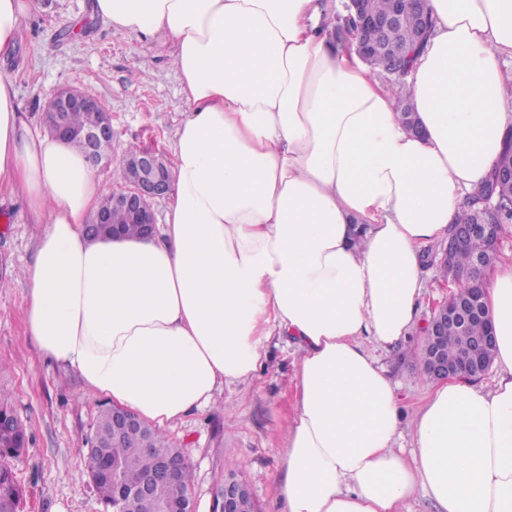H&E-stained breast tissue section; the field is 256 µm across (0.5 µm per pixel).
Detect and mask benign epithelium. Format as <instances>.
<instances>
[{
	"label": "benign epithelium",
	"instance_id": "1",
	"mask_svg": "<svg viewBox=\"0 0 512 512\" xmlns=\"http://www.w3.org/2000/svg\"><path fill=\"white\" fill-rule=\"evenodd\" d=\"M370 0H344V11L352 20L356 31L360 34L357 45L359 57L370 65L376 64L380 58L390 53L384 47L381 36L389 28L396 26L413 12L423 11L426 0H396L394 11L385 16L375 14L369 8ZM46 111L51 113L47 122L49 131L55 137L67 141L73 137L82 138L89 151L90 164L97 166L102 157L97 153V144L106 138L112 137V115L98 98L81 97L71 90L61 88L57 90L47 104ZM89 112L95 118L94 123L81 130L68 127L64 117L67 112ZM123 178L125 185L112 192V205L126 211L131 222L142 227L143 236L149 237L156 230V219L151 207V201L167 194L170 189L168 179V166L161 155L154 151H144L133 157H123ZM494 225L479 220L477 224L460 227L448 238V247L443 251L440 261L449 265L454 250L463 240L475 233L487 237L493 236ZM450 313L448 301H443L434 307V311L426 326L424 343L429 344L440 338L448 329L447 315ZM495 337L491 334L483 336L468 345L458 359L450 363L438 356L430 366V377L435 380H446L457 377L461 371H474L485 376L490 367L483 356V350L492 345ZM112 432L121 436L132 429H138L145 422L133 411L126 408L112 407ZM187 457L179 459H163L155 470L144 476L140 483L128 488L118 486L119 500L123 505L113 512H126L131 503L139 497L149 494L155 485L166 483L171 486L177 484L179 471ZM249 490L246 482L236 473H228L216 485L213 492L212 512H242L243 494ZM158 512H196L193 498L177 503L163 500L157 505Z\"/></svg>",
	"mask_w": 512,
	"mask_h": 512
}]
</instances>
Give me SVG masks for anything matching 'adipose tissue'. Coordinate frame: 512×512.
I'll list each match as a JSON object with an SVG mask.
<instances>
[{
	"mask_svg": "<svg viewBox=\"0 0 512 512\" xmlns=\"http://www.w3.org/2000/svg\"><path fill=\"white\" fill-rule=\"evenodd\" d=\"M428 4L407 77L414 134L356 40H336V0H94L180 76L187 110L151 237L86 236L100 180L80 151L31 132L0 75V187L43 227L24 269L38 351L166 430L287 337L284 512H400L420 490L437 512H512V259L484 289L493 387L433 386L410 454L371 352L407 337L424 246L447 237L512 135V0Z\"/></svg>",
	"mask_w": 512,
	"mask_h": 512,
	"instance_id": "adipose-tissue-1",
	"label": "adipose tissue"
}]
</instances>
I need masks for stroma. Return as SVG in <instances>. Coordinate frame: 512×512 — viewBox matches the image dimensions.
I'll list each match as a JSON object with an SVG mask.
<instances>
[{"label":"stroma","instance_id":"35a3bbf8","mask_svg":"<svg viewBox=\"0 0 512 512\" xmlns=\"http://www.w3.org/2000/svg\"><path fill=\"white\" fill-rule=\"evenodd\" d=\"M16 103L32 128L44 127L48 100L60 88L88 89L112 114L109 162L95 173L105 189L121 185L120 156L129 144L170 156L186 105L180 80L165 56L137 36L116 32L98 18L92 0H32L15 52L0 59ZM41 225L31 223L20 197H0V394L6 395L30 437L13 463L26 491L23 512H103L89 479L86 437L102 405L87 394L72 370L41 358L26 333L29 282L24 266L35 258ZM444 241L429 246V277L417 321L407 337L375 354L397 386L403 411L404 448L410 426L433 384L419 353L434 304L460 286L440 267ZM292 347L271 341L263 365L250 380L226 387L213 409L186 416L168 436L183 448L194 470L196 512H211L215 486L228 472L249 484L258 512H282L278 482L283 471L281 432L294 393Z\"/></svg>","mask_w":512,"mask_h":512}]
</instances>
